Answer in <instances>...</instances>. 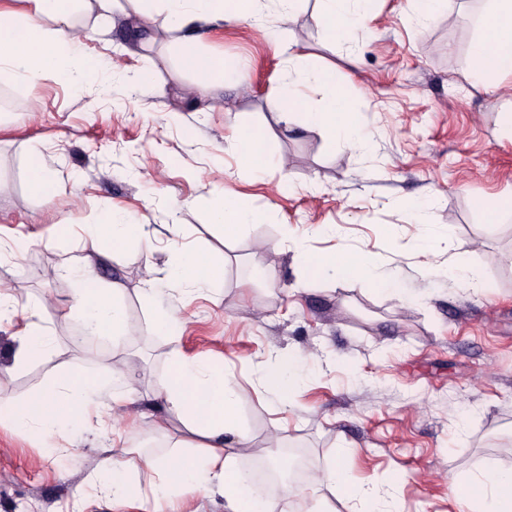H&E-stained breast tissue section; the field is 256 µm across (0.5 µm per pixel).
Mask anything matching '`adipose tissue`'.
Wrapping results in <instances>:
<instances>
[{
	"label": "adipose tissue",
	"mask_w": 512,
	"mask_h": 512,
	"mask_svg": "<svg viewBox=\"0 0 512 512\" xmlns=\"http://www.w3.org/2000/svg\"><path fill=\"white\" fill-rule=\"evenodd\" d=\"M23 12L10 13L11 27L0 28V71L32 83L51 74L79 84L97 77L101 65L83 48L79 25H88L90 33H99L100 20L111 17L119 0H25ZM136 14L151 17L163 12L165 28L176 38L173 46L184 67L197 77L196 90L202 91L224 76L223 60L201 54L183 30L197 20L206 22L241 21L258 17L263 0H130ZM375 7V0H322L319 22L331 38L343 36L349 29L365 22ZM481 35L471 47L470 74L475 81L492 85L512 77V0H487L486 19ZM296 76L285 82L279 100V117L290 122L301 115L306 127L331 138L342 140L349 148L366 145L356 114L335 72L319 66L311 55L289 49ZM327 90L324 107L311 105L299 88L300 80ZM98 239L111 244L113 256H120L135 244H148L145 225L111 214L94 227ZM306 263L312 275H331L339 281H362L378 294L402 298L397 278L376 272L362 253L328 251L308 255ZM62 274L74 278L77 288L73 307L93 335L119 340L129 333L122 291L101 282L88 267L65 266ZM219 276L218 265L196 247L185 245L173 258L165 276L174 287L185 291L208 288ZM51 342L38 324L16 336L12 368L21 370L45 357ZM317 352L269 354L259 369L257 383L274 399V410L285 407L294 386L303 383ZM137 365L128 361L124 382L95 376L65 373L50 380L41 391L23 402L0 401V422H9L17 430L37 435L46 444H54L64 427L84 424L93 398L108 396L112 401V419L124 418L126 401L133 392ZM245 394L232 384L222 366L178 358L164 391L165 412L156 423L159 432H167L171 420H178L185 430L197 437L190 451L158 460L144 457L145 467L159 471L158 494L179 498L200 490L221 494L225 512H283L277 497H256L245 473L238 471L235 458L249 440L238 416V403ZM125 449L111 448L108 467L90 477L93 494L122 503L140 495L128 465L121 459ZM339 449L338 461L324 470L309 472L302 483L285 486V495L303 501L320 489H337L349 499H358L360 512H382L385 499L367 489H356L347 482L340 461L350 456ZM471 494L460 496L461 512H512V470H486L474 475Z\"/></svg>",
	"instance_id": "1"
}]
</instances>
